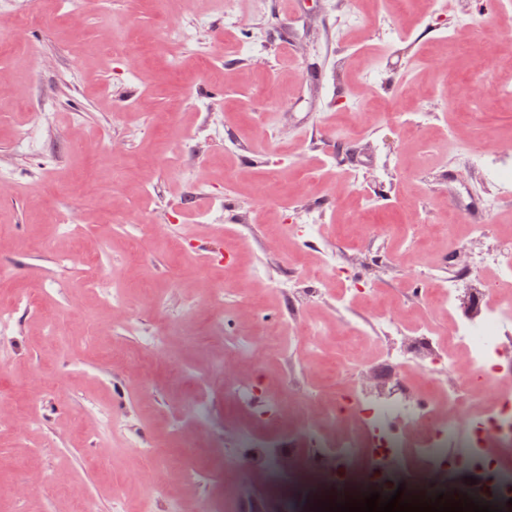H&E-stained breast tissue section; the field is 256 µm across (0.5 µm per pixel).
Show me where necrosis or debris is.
Here are the masks:
<instances>
[{
	"label": "necrosis or debris",
	"instance_id": "obj_1",
	"mask_svg": "<svg viewBox=\"0 0 512 512\" xmlns=\"http://www.w3.org/2000/svg\"><path fill=\"white\" fill-rule=\"evenodd\" d=\"M459 250L468 256L465 276L431 274L425 281L428 299L450 318L447 333L426 322L410 326L385 318L378 323V333L391 343L388 359L408 377L400 393L381 395L360 385L337 396L329 412L304 421L302 452L288 455L279 466L270 454L288 428L287 406L237 423L236 432L251 450L237 466L250 475L235 480L238 498L276 485L288 496L272 512H305L299 505L301 476L316 460L328 459L342 470L361 468L390 491L418 481L431 486L477 477L491 507L512 512V458L506 454L512 448V392L507 389L512 383V298L500 292L512 283V255L491 258L464 244ZM465 282L481 306L461 315L457 292ZM409 334L424 352L401 347ZM254 340L251 334L225 339L224 400L238 411L247 410L249 402L235 365ZM459 354L468 364L463 379L442 383L426 397L410 385L411 377L453 364Z\"/></svg>",
	"mask_w": 512,
	"mask_h": 512
}]
</instances>
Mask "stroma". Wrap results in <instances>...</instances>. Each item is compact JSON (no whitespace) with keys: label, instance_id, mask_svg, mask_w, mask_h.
<instances>
[{"label":"stroma","instance_id":"1","mask_svg":"<svg viewBox=\"0 0 512 512\" xmlns=\"http://www.w3.org/2000/svg\"><path fill=\"white\" fill-rule=\"evenodd\" d=\"M32 9L40 24L16 31L14 15ZM352 13L361 27H348ZM181 28L194 40L177 48ZM446 33L462 53L443 46ZM509 86L512 0H447L442 12L431 0H300L288 17L277 0H107L67 14L58 0H13L0 12V168L12 183L0 196V303L47 288L38 310L16 308L0 352V408L14 419L0 425V512H113L119 497L131 512H207L241 453L224 409V337L256 324L264 335L238 377L261 397L289 402L295 380L335 400L337 368L358 358L373 362L372 380L398 383L382 341L351 323L375 324L394 302L408 320L436 316L419 289L429 273H461L455 242L512 245V193L483 213L489 233L468 235L469 213L498 192L482 161L512 144ZM404 112L432 120L411 131ZM30 124L38 156L20 147ZM217 128L234 151L210 139ZM62 211L78 239L58 233ZM311 212L322 235L294 236ZM189 225L211 251H174ZM344 246L377 294L350 313L335 277L317 274L294 312L277 283ZM86 255L99 256L95 271ZM92 274L102 294L88 290ZM292 315L324 335L280 345ZM142 330L161 336L154 354ZM200 403L213 427L188 425L150 460L131 447L170 438ZM105 407L123 411L118 428L103 424ZM147 465L169 468L160 488L139 481ZM31 474L48 481L23 492Z\"/></svg>","mask_w":512,"mask_h":512}]
</instances>
